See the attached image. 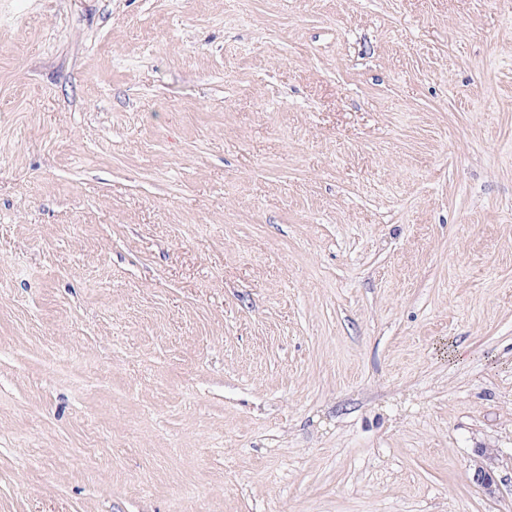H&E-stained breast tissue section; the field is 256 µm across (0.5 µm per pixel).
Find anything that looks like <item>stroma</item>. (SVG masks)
<instances>
[{"label": "stroma", "mask_w": 512, "mask_h": 512, "mask_svg": "<svg viewBox=\"0 0 512 512\" xmlns=\"http://www.w3.org/2000/svg\"><path fill=\"white\" fill-rule=\"evenodd\" d=\"M0 512H512V0H0ZM478 456L480 459L475 465L473 481L491 493L495 484L494 465L496 454L492 448H480Z\"/></svg>", "instance_id": "obj_1"}]
</instances>
